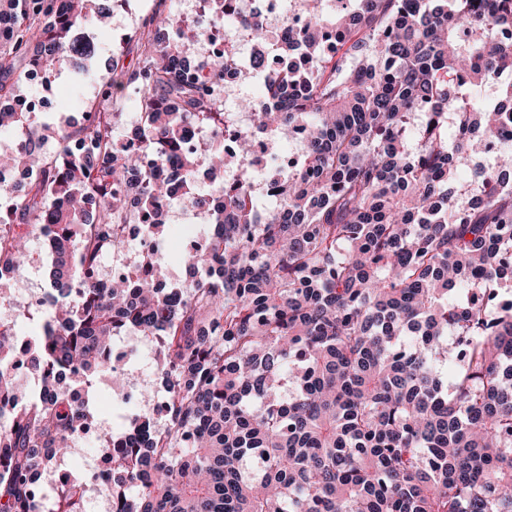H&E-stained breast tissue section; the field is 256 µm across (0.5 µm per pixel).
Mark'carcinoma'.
I'll use <instances>...</instances> for the list:
<instances>
[{"label": "carcinoma", "mask_w": 512, "mask_h": 512, "mask_svg": "<svg viewBox=\"0 0 512 512\" xmlns=\"http://www.w3.org/2000/svg\"><path fill=\"white\" fill-rule=\"evenodd\" d=\"M166 2L135 32L136 66L112 51L99 103L55 127L13 100L77 50L91 73L98 45L75 28L113 0H0V131L21 138L0 168L23 175L0 187V302L40 232L53 295L0 322V512H86L84 481L47 502L40 483L99 432L96 382L131 330L156 339L163 422L103 439L112 512H512V41L496 37L512 0H351L334 16L302 0L288 43L312 71L284 72L277 110L241 103L278 141L307 130L266 212L224 186L212 87L236 59L189 69L195 38ZM118 83L143 114L141 151L120 156ZM487 85L499 104L480 101ZM191 123L215 136L205 155ZM127 179L157 241L164 202L215 211L209 248L174 257L190 276L175 292L154 285V256L133 286L96 277L126 244ZM18 361L37 376L23 400Z\"/></svg>", "instance_id": "obj_1"}]
</instances>
